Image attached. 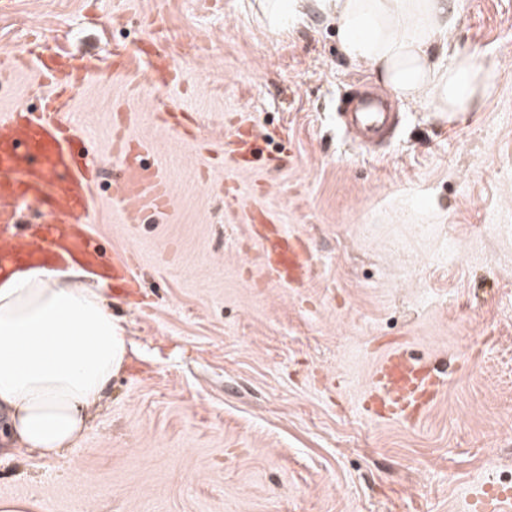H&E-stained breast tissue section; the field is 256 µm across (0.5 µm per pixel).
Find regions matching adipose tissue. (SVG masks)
<instances>
[{"label": "adipose tissue", "mask_w": 512, "mask_h": 512, "mask_svg": "<svg viewBox=\"0 0 512 512\" xmlns=\"http://www.w3.org/2000/svg\"><path fill=\"white\" fill-rule=\"evenodd\" d=\"M308 1L335 18L344 57L398 98L452 116L483 97L480 65L448 54L454 0H267L264 14L275 25L298 20ZM127 354L102 286L40 265L1 273L0 441L38 457L73 447Z\"/></svg>", "instance_id": "1"}]
</instances>
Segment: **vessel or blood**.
<instances>
[{"instance_id": "obj_1", "label": "vessel or blood", "mask_w": 512, "mask_h": 512, "mask_svg": "<svg viewBox=\"0 0 512 512\" xmlns=\"http://www.w3.org/2000/svg\"><path fill=\"white\" fill-rule=\"evenodd\" d=\"M114 75L123 79L140 75L157 89L168 83L162 68L140 54L126 57ZM55 85L50 106L42 112L14 107L0 113V223H14L15 205L21 200L33 204L46 219L32 238L0 242V267L20 258L51 261L62 254L90 269L96 265L97 246L88 226L99 167L94 159L75 150L82 133L67 118L74 84L59 79ZM353 120L377 134L386 129L390 116L376 100L367 98L359 101ZM150 150L148 142L131 134L113 143V156L122 173L120 193L125 198L138 196L142 214L166 212L173 202L171 184L162 169L140 163ZM261 152L257 142L238 138L228 142L225 157L236 168L245 169ZM226 204L240 223L255 225L270 283L291 288L307 276L302 242L281 231L274 211L254 210L232 198ZM112 286L117 296L129 295L139 286L130 263L120 256L112 260ZM438 385L425 365L397 353L384 356L373 381L374 391L383 394L395 415L423 405ZM475 508L477 512H512V489L484 491Z\"/></svg>"}]
</instances>
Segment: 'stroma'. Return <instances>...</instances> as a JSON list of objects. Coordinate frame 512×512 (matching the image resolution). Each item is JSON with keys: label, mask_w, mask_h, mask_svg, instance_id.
<instances>
[{"label": "stroma", "mask_w": 512, "mask_h": 512, "mask_svg": "<svg viewBox=\"0 0 512 512\" xmlns=\"http://www.w3.org/2000/svg\"><path fill=\"white\" fill-rule=\"evenodd\" d=\"M263 0H0V111H37L49 88L26 57L90 58L74 95L95 158L103 261L127 257L137 299L108 297L130 340L80 441L50 458L0 459V499L38 512H471L512 480V0H458L451 49L491 76L447 120L394 99L399 125L361 150L337 106L370 71L305 5L271 27ZM148 40L176 78L157 100L190 113L194 141L162 126L112 55ZM151 141L170 211L125 219L113 191L112 113ZM264 134L282 170L224 167L226 126ZM275 211L309 248L302 287L268 284L225 188ZM436 369L415 420L381 418L367 391L387 350Z\"/></svg>", "instance_id": "obj_1"}]
</instances>
